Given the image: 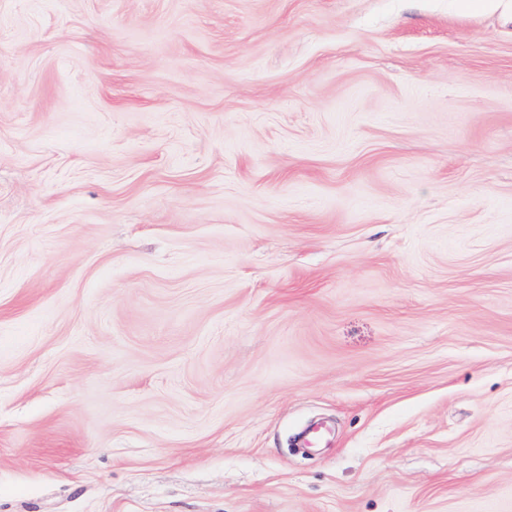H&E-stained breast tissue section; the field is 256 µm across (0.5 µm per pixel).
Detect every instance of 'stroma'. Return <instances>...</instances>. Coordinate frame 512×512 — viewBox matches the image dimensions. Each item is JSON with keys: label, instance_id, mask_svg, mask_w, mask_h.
Returning a JSON list of instances; mask_svg holds the SVG:
<instances>
[{"label": "stroma", "instance_id": "stroma-1", "mask_svg": "<svg viewBox=\"0 0 512 512\" xmlns=\"http://www.w3.org/2000/svg\"><path fill=\"white\" fill-rule=\"evenodd\" d=\"M0 512H512V0H0Z\"/></svg>", "mask_w": 512, "mask_h": 512}]
</instances>
